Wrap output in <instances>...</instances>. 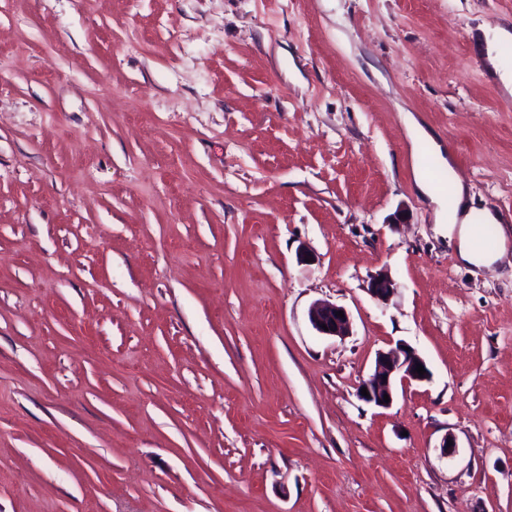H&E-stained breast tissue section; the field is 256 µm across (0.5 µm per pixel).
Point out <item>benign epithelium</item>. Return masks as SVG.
<instances>
[{"mask_svg":"<svg viewBox=\"0 0 512 512\" xmlns=\"http://www.w3.org/2000/svg\"><path fill=\"white\" fill-rule=\"evenodd\" d=\"M370 296L382 303H387L394 293V282L385 272L374 275L367 286ZM343 312L339 317L336 312ZM308 319L312 328L321 336L343 338L351 332V316L345 307L329 301H315L308 310ZM426 365L425 360L407 344L399 341L390 348L377 354L375 368L368 378L362 380L359 387L366 388L369 396L362 400L376 407L387 408L390 403L384 397L394 399L396 381L411 383L430 379L431 372L419 375L417 365Z\"/></svg>","mask_w":512,"mask_h":512,"instance_id":"7a95c632","label":"benign epithelium"}]
</instances>
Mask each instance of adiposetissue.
Here are the masks:
<instances>
[{"label":"adipose tissue","instance_id":"ef3b65f1","mask_svg":"<svg viewBox=\"0 0 512 512\" xmlns=\"http://www.w3.org/2000/svg\"><path fill=\"white\" fill-rule=\"evenodd\" d=\"M447 193L438 192L427 174L417 173L416 184L437 205V222L453 243L460 262L488 268L512 251V228L500 224L496 215L484 212L482 223L472 221V199L455 172L444 173Z\"/></svg>","mask_w":512,"mask_h":512}]
</instances>
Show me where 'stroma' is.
Returning a JSON list of instances; mask_svg holds the SVG:
<instances>
[{
	"mask_svg": "<svg viewBox=\"0 0 512 512\" xmlns=\"http://www.w3.org/2000/svg\"><path fill=\"white\" fill-rule=\"evenodd\" d=\"M500 25L512 0H0V512H512V262L461 264L415 182L512 210ZM400 340L431 379L367 404ZM511 41L512 32L506 28L499 27L491 34L485 35L484 47L487 61L493 73L499 77L500 81L509 92H512V67L510 63L504 59L500 52V46ZM395 284L391 276L385 272H379L374 275L367 286V291L370 296L382 303L388 302L394 293ZM337 311H343L344 318L336 315ZM308 319L312 328L321 336L343 338L351 332V316L349 311L329 301H315L308 310ZM322 324L328 327V331L322 328Z\"/></svg>",
	"mask_w": 512,
	"mask_h": 512,
	"instance_id": "stroma-1",
	"label": "stroma"
}]
</instances>
